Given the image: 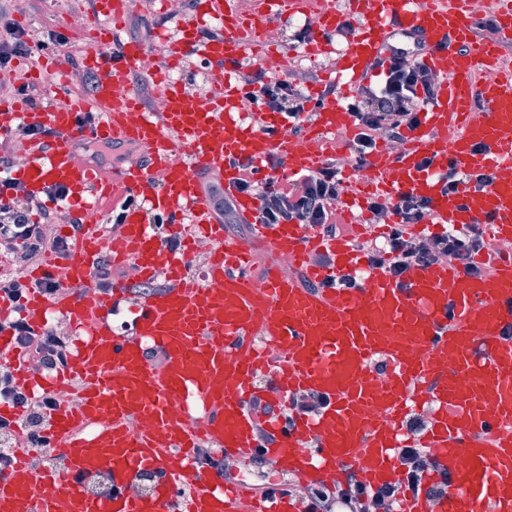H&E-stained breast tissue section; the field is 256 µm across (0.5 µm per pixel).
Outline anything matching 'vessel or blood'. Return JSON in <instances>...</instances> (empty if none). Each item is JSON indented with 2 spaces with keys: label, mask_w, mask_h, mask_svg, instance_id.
Masks as SVG:
<instances>
[{
  "label": "vessel or blood",
  "mask_w": 512,
  "mask_h": 512,
  "mask_svg": "<svg viewBox=\"0 0 512 512\" xmlns=\"http://www.w3.org/2000/svg\"><path fill=\"white\" fill-rule=\"evenodd\" d=\"M192 7L221 20L219 32L185 26L162 58L202 57L207 100L161 80L163 115L155 117L131 82L146 47L106 30L83 59L96 76L89 101L0 104L1 133L21 125L54 133L29 142L14 178L35 195L63 185L70 204L94 213L66 254L18 268L32 285L20 305L0 302V361L32 396L54 402L44 447H31L22 426L12 430L17 454L0 471V512H306L296 496H265L227 479L199 461L198 448L247 463L273 458L312 486L349 478L393 484L401 477L396 451L411 444L402 422L425 404L432 412L420 444L446 465L448 488L433 499L407 497L402 512H484L490 501L512 512V338L504 333L512 325V253H498L487 275L434 264L402 286L382 272L354 289L320 285L329 271L362 269L354 241L365 227L352 200L368 190L426 197L427 223L474 224L512 240V67L500 54L512 42V7L481 35L472 0H347L342 10L334 0H194ZM295 16L308 19L312 49L347 35L331 92H310L311 118L296 134L287 121L261 117L256 96L224 79L257 43L258 28ZM398 35L412 39L419 60L443 80L399 149L382 145L352 163L336 204L348 234L256 223V196L237 190L242 164H252L262 185L273 159L289 175L320 169L335 151L334 135L356 136L346 101L376 76ZM86 140L128 142L141 154L120 166L75 162ZM426 157L432 167L424 172ZM452 165L493 173L494 181L446 191L440 175ZM216 172L240 218L253 224L254 247L276 258L263 274L251 265L254 247L224 232L204 185ZM115 204L118 224L107 237L98 218ZM154 216L171 228L191 219L195 240L169 248ZM199 240L216 245L201 286L189 273ZM319 254L332 257V268L313 263ZM103 258L116 267L134 262L139 282L162 270L170 277L150 293L123 278L100 288L94 275ZM61 274L71 283L67 294L38 289ZM309 280L317 289L306 288ZM123 305L133 319L121 333L111 315ZM56 313L70 325L73 348L51 376L18 359L12 325L20 319L40 334ZM378 360L384 373L372 368ZM261 379L266 388H258ZM299 390L329 403L288 428L280 405ZM262 429L268 442L259 439ZM101 472L111 485L106 496L90 489ZM143 472L154 476L147 493L137 480Z\"/></svg>",
  "instance_id": "b4317fda"
}]
</instances>
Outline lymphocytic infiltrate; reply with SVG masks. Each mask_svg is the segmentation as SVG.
<instances>
[{"instance_id":"1","label":"lymphocytic infiltrate","mask_w":512,"mask_h":512,"mask_svg":"<svg viewBox=\"0 0 512 512\" xmlns=\"http://www.w3.org/2000/svg\"><path fill=\"white\" fill-rule=\"evenodd\" d=\"M64 50L71 68H78L85 51L71 44L58 32L51 33L49 41L30 43L22 27L12 22L8 9H0V96L18 97L33 109L45 107L46 98L39 85L33 82H12L10 75L14 61L38 59L47 45ZM255 94L267 111L278 112L285 119H301L306 111L307 98L293 80H265L263 72L250 78ZM434 97L432 72L418 58L409 57L406 50H393L382 63L376 87H363L358 99L349 108L360 129L347 146V155L329 158L314 173L301 176L283 175L272 179L264 188H257L250 177H242L240 192L257 195V221L261 224H301L311 230L335 236L343 233V225L336 222L335 205L345 191L339 164L345 157L364 159L379 144L399 143L407 131L421 123V108ZM15 165L9 156H0V254L9 255L11 267L0 272V299L18 303L30 288L28 282L16 277L18 267L40 265L48 255L66 253L73 243L69 236H48L43 227L58 224L63 213L55 210L56 202L66 200L68 191L55 185L45 194L35 196L25 192L21 181L14 179ZM367 209L375 215L390 214L392 224L381 234L357 242L363 254L365 270L349 273H330L322 282L325 288L359 287L365 274L382 271L397 283H405L407 274L418 267L447 263L462 267L472 274H488L493 270V255L488 254L485 231L465 224L459 227H439L413 233L412 227L421 223L430 213L427 198L402 194L392 200L371 199ZM14 343L25 357L38 359L44 365L63 363L65 343L53 332L35 334L23 321L14 324ZM0 402L23 410V424L32 445L44 444L41 434L43 419L51 409L50 399H31L7 374H0ZM401 479L395 484L367 487L355 480L333 488H309L306 496L307 512H396L406 496H424L432 499L445 489V482L425 484L426 472L443 473L444 466L427 455L422 448H401L397 451Z\"/></svg>"}]
</instances>
